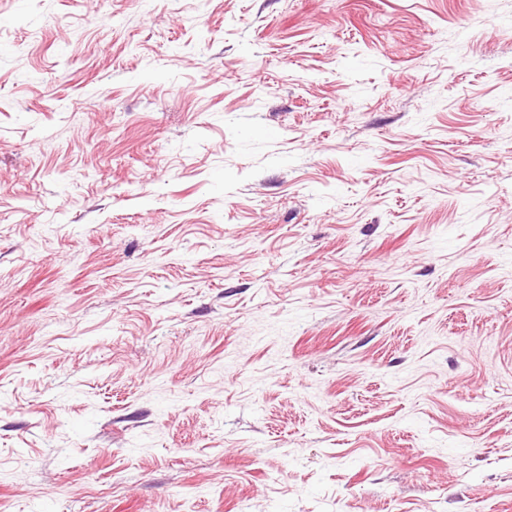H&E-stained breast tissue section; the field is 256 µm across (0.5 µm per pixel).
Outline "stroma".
<instances>
[{
    "mask_svg": "<svg viewBox=\"0 0 512 512\" xmlns=\"http://www.w3.org/2000/svg\"><path fill=\"white\" fill-rule=\"evenodd\" d=\"M0 512H512V0H0Z\"/></svg>",
    "mask_w": 512,
    "mask_h": 512,
    "instance_id": "35a3bbf8",
    "label": "stroma"
}]
</instances>
